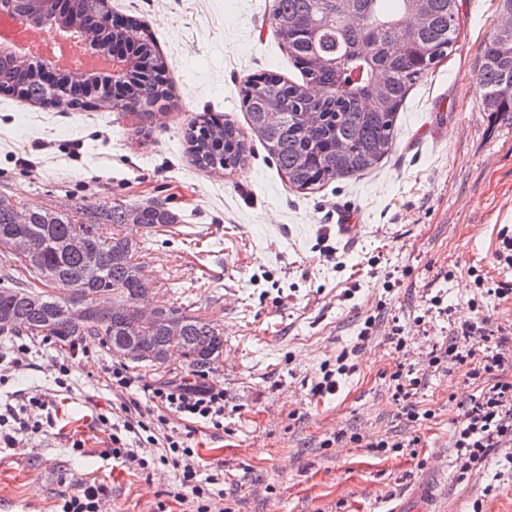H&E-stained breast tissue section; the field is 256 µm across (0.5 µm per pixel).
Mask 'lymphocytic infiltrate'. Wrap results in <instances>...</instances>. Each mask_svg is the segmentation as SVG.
I'll list each match as a JSON object with an SVG mask.
<instances>
[{"label":"lymphocytic infiltrate","instance_id":"lymphocytic-infiltrate-1","mask_svg":"<svg viewBox=\"0 0 512 512\" xmlns=\"http://www.w3.org/2000/svg\"><path fill=\"white\" fill-rule=\"evenodd\" d=\"M512 367V326L488 327L486 320L470 319L454 327L448 341L432 345L426 355L425 369L445 372L460 371L471 380L481 381L482 387L469 401L459 403V421L453 433L455 467L459 479H466L479 469L490 453L498 448L512 447V378L504 376ZM147 406L135 407L134 414L124 421L125 431L145 432L148 445L131 448L120 436H113L112 457L122 465L145 469L151 461L172 463L179 469L178 500H192L196 512H206L205 500L209 485L197 479L193 451L182 437L167 434L170 418L194 424L205 422L213 429L224 427V387L206 377L186 382H163L147 386ZM164 432L161 454H152L157 432Z\"/></svg>","mask_w":512,"mask_h":512}]
</instances>
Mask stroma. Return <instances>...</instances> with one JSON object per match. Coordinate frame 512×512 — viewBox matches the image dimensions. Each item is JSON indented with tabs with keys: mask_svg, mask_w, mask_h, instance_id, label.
<instances>
[{
	"mask_svg": "<svg viewBox=\"0 0 512 512\" xmlns=\"http://www.w3.org/2000/svg\"><path fill=\"white\" fill-rule=\"evenodd\" d=\"M499 0H459L452 55L408 94L393 152L358 178L290 188L258 140L227 170L197 167L183 134L210 118L246 127L240 90L265 72L293 77L276 35L273 0H106L151 32L171 96L150 114L67 112L0 93V192L57 211L108 201L159 202L179 216L140 262L148 302L216 322L224 353L208 375L224 385V427L197 423L188 444L201 478L223 470L213 512H512V447L458 480L452 436L458 405L478 388L461 373L426 372L414 401L432 417L407 428L391 394L397 368L448 338V321L512 324V299L477 277L512 283L497 264L512 230V128L483 111L476 73ZM349 212L355 237L337 231ZM440 296L449 315L430 311ZM427 326H419L418 316ZM377 329L358 343L367 318ZM400 321L406 345L388 339ZM356 348L336 393L313 395L323 365ZM114 356L52 342L20 368L0 363V430L16 418L41 430L0 442V512H56L62 497L102 489L100 512H189L175 501L170 464L132 470L113 460L99 422L123 423L106 384ZM419 437L414 453L343 441Z\"/></svg>",
	"mask_w": 512,
	"mask_h": 512,
	"instance_id": "1",
	"label": "stroma"
}]
</instances>
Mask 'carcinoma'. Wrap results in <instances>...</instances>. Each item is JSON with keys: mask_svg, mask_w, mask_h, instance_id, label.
Returning a JSON list of instances; mask_svg holds the SVG:
<instances>
[{"mask_svg": "<svg viewBox=\"0 0 512 512\" xmlns=\"http://www.w3.org/2000/svg\"><path fill=\"white\" fill-rule=\"evenodd\" d=\"M274 6L275 15L288 20V30L278 36L302 83L273 72L247 81L242 100L251 132L298 190L373 170L393 148L410 90L452 54L461 27L459 0H274ZM73 11L102 30L103 38L120 39L121 31L107 26L104 0H73ZM140 37L137 62L144 79L133 94L134 108L168 94L165 83L155 80L166 63L152 37L144 32ZM383 70L390 74L385 85L377 81ZM80 83L76 73L61 78L59 109H88L72 95ZM478 86L483 111L512 126V30L497 27L483 41ZM0 92L54 107L35 74L9 63L0 62ZM272 107L280 111L276 122L268 118ZM208 131L204 122H193L185 131L198 166L229 169L242 161L246 144L239 129L224 124L220 143ZM19 209L0 193V242L25 240L41 253L43 268L33 269L22 256L0 251V336L47 337L70 346L96 342L114 354L121 339L145 331L151 343L144 363L162 366L176 353L194 368L214 365L209 353L224 346L216 324L166 303L145 330L136 316L146 287L134 256L158 228L179 223L175 213L161 203L139 206V225L146 233L139 244L121 232L128 223L123 204L103 202L93 210L77 206L69 214L26 207L25 224L15 222ZM75 239L100 260V276L93 283L83 282V252L68 247ZM77 286L83 296L76 305L68 292ZM102 293L116 294L124 313L97 310L96 297ZM172 321L181 330L175 344L167 332Z\"/></svg>", "mask_w": 512, "mask_h": 512, "instance_id": "cac0c4a2", "label": "carcinoma"}]
</instances>
